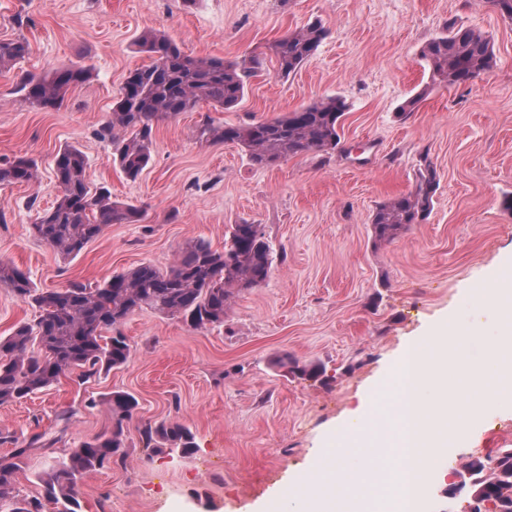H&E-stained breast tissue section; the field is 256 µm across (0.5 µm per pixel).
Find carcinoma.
I'll return each instance as SVG.
<instances>
[{
    "label": "carcinoma",
    "instance_id": "carcinoma-1",
    "mask_svg": "<svg viewBox=\"0 0 512 512\" xmlns=\"http://www.w3.org/2000/svg\"><path fill=\"white\" fill-rule=\"evenodd\" d=\"M327 37L319 21L277 40L269 50L278 74L298 71ZM150 62L127 76L102 135L112 141L114 162L130 181H136L152 158L153 125L174 118L201 102L229 109L244 97L249 80L262 62L256 57L225 61L192 57L168 36L146 32L136 43ZM24 40L0 41V69H11L28 53ZM421 57L434 84L457 86L469 83L490 70L494 62L491 38L479 30L450 21L445 31L428 42ZM90 69L71 64L45 76L23 75L18 92L31 105L50 110L60 106L69 90L84 82ZM348 110L341 96L322 98L283 116L254 120L248 124L215 125L205 122L201 135L215 142L237 144L249 154L253 165L268 168L302 152L327 153L339 145L341 118ZM87 159L77 147L60 149L54 158V178L60 195L55 204L39 214L31 230L34 238L65 257L76 256L102 235L110 224H135L143 210L112 199L105 187L91 192L86 179ZM36 162L19 158L0 165V186L29 183L36 178ZM439 187L436 170L423 156L412 191L379 205L371 216L373 243L393 240L412 224L425 221ZM271 249L261 225L243 221L230 227L224 250L202 241H190L166 268L141 264L115 273L96 284L71 282L61 288L40 289L27 272L0 262V287L39 310L33 325L16 327L0 336V404L24 399L55 384L75 369L82 374L117 369L132 356V346L122 325L137 310L182 319L202 330L224 322L233 300L264 284L269 277ZM111 335H103V331ZM273 365L302 379L324 378L326 368L301 364L284 353ZM106 403L112 427L85 441L69 456L49 467L43 493L21 497L15 492V476L22 469L20 457L0 460V512H44L45 504L56 512H80L79 488L83 478L114 459L126 458L125 429L137 407L134 396L114 392ZM155 440L182 455L196 451L195 436L178 422L162 421L145 429ZM460 480L448 486L454 498H469L470 512H512V448H502L494 457H472L457 472Z\"/></svg>",
    "mask_w": 512,
    "mask_h": 512
}]
</instances>
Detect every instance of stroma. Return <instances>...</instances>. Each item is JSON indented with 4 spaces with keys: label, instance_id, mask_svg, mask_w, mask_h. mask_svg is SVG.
Masks as SVG:
<instances>
[{
    "label": "stroma",
    "instance_id": "35a3bbf8",
    "mask_svg": "<svg viewBox=\"0 0 512 512\" xmlns=\"http://www.w3.org/2000/svg\"><path fill=\"white\" fill-rule=\"evenodd\" d=\"M318 21L327 38L295 74L278 75L269 45ZM481 30L494 67L465 85L431 84L423 46L448 22ZM147 30L194 57L239 60L264 53L241 103L200 104L154 126L152 161L136 181L113 161L101 133L129 72L147 58L135 42ZM30 52L0 71V164H38L29 183L0 187V260L28 272L35 287L97 284L143 263L169 265L190 239L223 250L231 225H262L272 267L259 288L236 298L223 324L196 331L180 319L133 312L122 327L133 355L119 369L71 373L49 388L0 405V459L21 454L20 494L42 492L47 464L103 432L104 398L120 391L138 406L126 429L125 464L84 479L82 512H303L288 495L297 475L315 472L319 449L339 450L356 483L370 456L344 449L350 412L394 384L391 365L409 339L419 356L446 359L426 338L452 322L456 353L504 383L486 347L503 341L500 316L480 282L512 252V21L491 0H0V40ZM71 63L90 67L64 104L44 111L16 91L20 74L44 75ZM341 96V148L254 166L237 145L201 135L206 120L270 119L327 96ZM420 102L407 117L406 100ZM73 145L87 158L91 189L145 210L137 224H112L77 256L62 257L30 233L56 202L54 157ZM439 188L428 218L374 246L376 207L411 191L421 157ZM324 364L330 383L273 366L278 355ZM471 408L475 424L458 434L424 475L421 512H466L449 502L454 471L472 456L512 448V395H466L448 382L425 386L421 401ZM174 421L196 437L184 457L147 441V424Z\"/></svg>",
    "mask_w": 512,
    "mask_h": 512
}]
</instances>
